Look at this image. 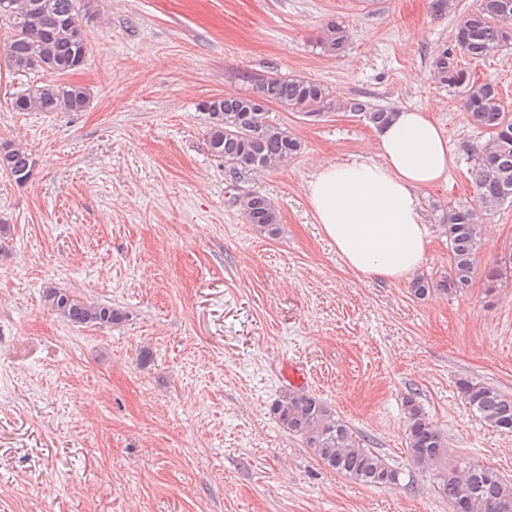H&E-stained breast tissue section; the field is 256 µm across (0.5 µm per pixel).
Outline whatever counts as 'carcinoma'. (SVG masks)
Masks as SVG:
<instances>
[{
	"instance_id": "cac0c4a2",
	"label": "carcinoma",
	"mask_w": 512,
	"mask_h": 512,
	"mask_svg": "<svg viewBox=\"0 0 512 512\" xmlns=\"http://www.w3.org/2000/svg\"><path fill=\"white\" fill-rule=\"evenodd\" d=\"M83 11L81 0H7L0 9V31L6 36L4 59L8 69L64 75L82 68L89 52L81 24ZM347 40L345 26L330 21L321 32L319 45L323 53L336 55ZM508 45H512V0H481L477 10L461 16L451 47L432 60L434 77L458 90L471 123L489 129L492 139L478 153L473 170L477 206H459L446 216L448 276L435 284L426 278L414 280L412 292L420 299L436 286L447 294L469 287L478 270L482 216L512 204V111L495 85L475 79L459 65L461 57L482 60ZM268 103L310 116L331 107L332 100L319 82L275 74L262 79L253 96L231 95L200 103L199 109L209 119L207 149L228 165L233 181L244 171L276 170L302 150V142L270 118ZM88 105L85 87L54 80L30 87L11 100L15 112H82ZM341 108L357 113L374 129L386 126L394 116V112L358 98ZM32 167L31 153L25 147L0 143V170L24 182ZM234 202L247 223L270 236L277 235L279 212L265 195L247 192L235 196ZM506 253L509 259H500L488 272V281L495 283L512 273V245ZM45 303L72 324L111 326L128 318L119 308L90 302L66 288L49 289ZM459 388L484 422L512 432V396L475 379L460 380ZM270 412L279 427L301 437L324 466L368 487L398 483L400 471L364 447L348 425L316 396L301 389L288 390L272 402ZM406 440L409 461L432 472L439 493L448 499L453 512H512V483L490 467L452 459L446 436L413 398L406 401Z\"/></svg>"
}]
</instances>
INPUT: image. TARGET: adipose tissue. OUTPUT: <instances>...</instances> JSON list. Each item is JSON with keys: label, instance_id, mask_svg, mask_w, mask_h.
Instances as JSON below:
<instances>
[{"label": "adipose tissue", "instance_id": "adipose-tissue-1", "mask_svg": "<svg viewBox=\"0 0 512 512\" xmlns=\"http://www.w3.org/2000/svg\"><path fill=\"white\" fill-rule=\"evenodd\" d=\"M375 152L318 163L307 198L347 268L395 283L420 268L430 242L418 191L446 181L455 156L431 112L406 108L376 131Z\"/></svg>", "mask_w": 512, "mask_h": 512}]
</instances>
